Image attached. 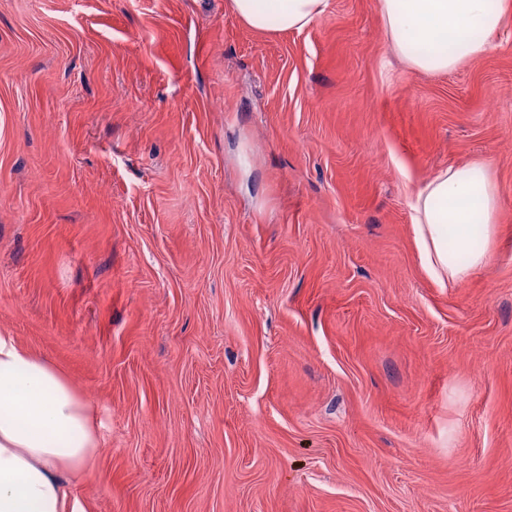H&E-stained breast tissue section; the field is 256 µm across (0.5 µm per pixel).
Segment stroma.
<instances>
[{
	"mask_svg": "<svg viewBox=\"0 0 512 512\" xmlns=\"http://www.w3.org/2000/svg\"><path fill=\"white\" fill-rule=\"evenodd\" d=\"M492 43L0 0V330L97 413L88 512H512V0ZM472 161L499 234L441 288L410 201Z\"/></svg>",
	"mask_w": 512,
	"mask_h": 512,
	"instance_id": "35a3bbf8",
	"label": "stroma"
}]
</instances>
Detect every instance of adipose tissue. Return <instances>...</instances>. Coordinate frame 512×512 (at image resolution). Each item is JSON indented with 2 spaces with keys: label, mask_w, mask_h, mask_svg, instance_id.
I'll return each instance as SVG.
<instances>
[{
  "label": "adipose tissue",
  "mask_w": 512,
  "mask_h": 512,
  "mask_svg": "<svg viewBox=\"0 0 512 512\" xmlns=\"http://www.w3.org/2000/svg\"><path fill=\"white\" fill-rule=\"evenodd\" d=\"M504 0H380L390 48L418 72L448 73L487 54ZM331 0H227L260 31H300ZM497 195L484 162L448 167L413 197L422 269L439 286L488 261L497 235ZM101 446L86 400L46 358L0 333V512H86L66 474L86 470Z\"/></svg>",
  "instance_id": "ef3b65f1"
}]
</instances>
